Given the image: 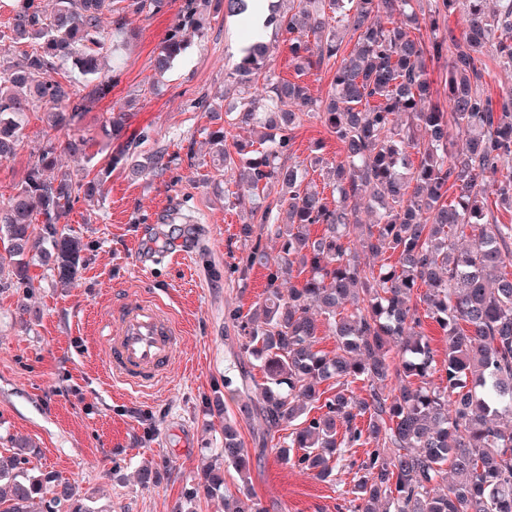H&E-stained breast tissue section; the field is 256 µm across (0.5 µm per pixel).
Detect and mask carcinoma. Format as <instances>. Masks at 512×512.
Segmentation results:
<instances>
[{"instance_id":"carcinoma-1","label":"carcinoma","mask_w":512,"mask_h":512,"mask_svg":"<svg viewBox=\"0 0 512 512\" xmlns=\"http://www.w3.org/2000/svg\"><path fill=\"white\" fill-rule=\"evenodd\" d=\"M10 39L31 41L20 63L0 64V162L13 158L22 137V116L36 109L51 115L60 132L109 95L112 79L99 74L97 49L110 20L112 50L127 33V14H156L169 0H19ZM210 0H186L155 59L164 72L182 50L181 28L197 23ZM286 15L265 27L275 43L245 50L231 78L243 89L263 80L264 94L242 97L225 109L228 125L270 124L278 137L256 157L234 161L218 128L211 135L224 156V172L252 187L280 186L275 203L258 223L283 240L275 257L257 251L240 259L243 270L260 261L269 270L266 297L252 316L232 317L242 333L241 354L261 363L265 381L259 412L273 437L294 427L279 444L278 458L320 480L333 475L353 448L369 447L352 478V512H512V224H499L488 199L512 212V174L487 180L512 157V91L498 100L485 91L484 57L512 69V0H289ZM462 6L466 31L440 29L439 17ZM424 24L433 41L409 34ZM348 31L355 48L342 55ZM288 47L298 74L341 57L326 100L307 86L269 75L276 44ZM448 58L444 103L433 100L427 60ZM85 77L80 95L52 78L64 65ZM316 111L341 145L338 159L320 156L310 166L324 172L331 195L304 184L299 166L285 161L290 132ZM127 113H109L110 135L119 138ZM84 154L87 141L70 136L58 145L47 138L26 180L0 208V273L11 270L21 288L31 287L29 263L21 260L36 224L51 243L62 277L78 271L82 245L60 222L82 194L102 191V180L84 181L56 165L59 146ZM135 173L154 172L148 162L119 154ZM456 191L448 201V190ZM369 197L374 221L363 224L356 202ZM284 210L288 222L276 223ZM43 221H38V217ZM321 233L311 235V227ZM471 232V243L455 239ZM398 255L377 268L368 257ZM303 277L282 293V273ZM336 338L329 355L315 349L317 316ZM436 324L447 353L436 364L425 327ZM439 374V383L433 382ZM363 382L365 395L352 388ZM331 383L329 397L320 386ZM319 410L309 416L306 406ZM35 448L20 443L0 454V512H97L69 481L30 467ZM220 457L238 478L224 496V512H261L253 490L251 454L237 429L224 425ZM224 477L208 466L189 498L219 496Z\"/></svg>"}]
</instances>
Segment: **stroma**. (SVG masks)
<instances>
[{"instance_id":"stroma-1","label":"stroma","mask_w":512,"mask_h":512,"mask_svg":"<svg viewBox=\"0 0 512 512\" xmlns=\"http://www.w3.org/2000/svg\"><path fill=\"white\" fill-rule=\"evenodd\" d=\"M184 0L160 13L129 15L132 39L120 53L104 47L103 73L115 76L111 93L73 122L69 132L88 141L85 155L58 153V170L104 174L105 192L79 198L68 226L82 243L76 278L61 281L50 245L29 243L30 289L0 274V454L14 441L31 442L40 453L31 465L75 484L100 512H224L221 503L187 500L206 457L224 446V421L233 419L246 446L264 424L241 418L238 408L258 401L264 375L252 366V382L228 392L225 379L239 375L241 332L230 317L252 313L266 294V270L254 266L247 281L234 267L251 250L276 255L280 241L256 234L241 237L259 191L225 182L209 134L220 120L195 107L204 96L233 91L229 76L254 31L249 15L226 16L210 8L199 27L182 31L183 50L164 74L154 59ZM273 70L302 79L310 93L326 98L335 67L325 64L297 76L287 47H279ZM130 102L123 137L108 140L104 118L115 104ZM44 113L27 115L14 158L0 162V206L35 161L45 139ZM290 154L338 158L340 146L324 123L304 117L292 132ZM128 150L138 159L162 156V171L143 176L107 168L111 154ZM160 301L181 329L168 374L146 394L113 384L106 374L107 341L102 327L125 302ZM153 481L139 478L142 466ZM251 482L264 512H351L352 471L341 468L321 481L282 463L275 450L251 464Z\"/></svg>"}]
</instances>
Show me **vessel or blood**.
<instances>
[{
	"label": "vessel or blood",
	"instance_id": "vessel-or-blood-1",
	"mask_svg": "<svg viewBox=\"0 0 512 512\" xmlns=\"http://www.w3.org/2000/svg\"><path fill=\"white\" fill-rule=\"evenodd\" d=\"M179 330L158 305H125L107 338V368L114 379L134 389L154 386L169 371Z\"/></svg>",
	"mask_w": 512,
	"mask_h": 512
}]
</instances>
